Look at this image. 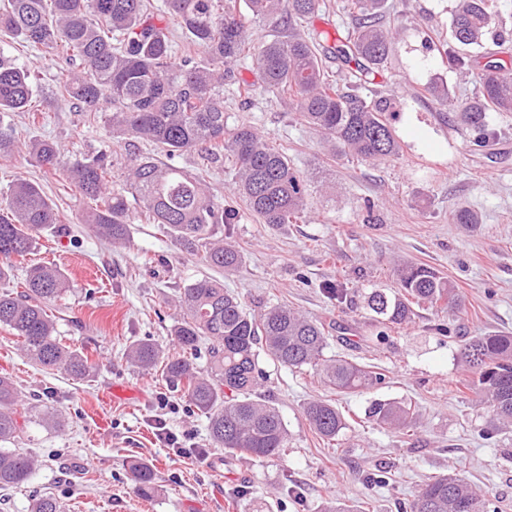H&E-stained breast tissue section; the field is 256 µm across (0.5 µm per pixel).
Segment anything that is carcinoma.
<instances>
[{
	"instance_id": "obj_1",
	"label": "carcinoma",
	"mask_w": 512,
	"mask_h": 512,
	"mask_svg": "<svg viewBox=\"0 0 512 512\" xmlns=\"http://www.w3.org/2000/svg\"><path fill=\"white\" fill-rule=\"evenodd\" d=\"M387 0H349L343 10L351 28L336 59L348 66L342 78L324 65L330 50L304 30L322 0H166V14L182 32L181 61L168 28L160 25L152 0H0V35L45 54L65 52L69 66L58 95L94 124L104 114L112 137L153 146L157 154L129 159L126 188L109 184L112 161L100 151L65 164L54 142L34 140L31 157L44 174L62 173L65 181L95 207L82 215L95 235L123 245L130 234V203L159 225L163 233L207 265L234 271L244 253L227 232L238 223L239 209L219 199L202 173L173 160L187 152L205 156L212 167L233 166L238 195L269 227L295 224L304 213L303 179L288 155L241 124L227 130L224 82L231 65L253 42L248 19L266 22L271 38L257 42L256 61L265 88L290 101L301 120L318 131L331 153L349 154L362 163L395 157L401 144L385 113L388 98L359 90L388 59L393 30L383 13ZM448 37L438 52L448 68L468 73L467 49L483 46L494 24L490 0H455ZM489 60L478 73L479 90L461 99L453 90L426 87L436 103L455 114L483 144L491 112H512V77ZM38 87L30 69L0 50V159L19 151L15 130L4 122L9 112H32ZM61 223L41 183L16 179L0 195V257L33 251L39 233ZM69 288L60 269L33 264L25 271L24 290L0 292V325L21 339V351L44 370L84 379L94 364L59 336L50 307ZM428 303L440 313L464 306L457 288L433 269L411 266L398 272L397 286L367 297L370 319L393 327L412 320L414 307ZM179 317L171 329L179 351L170 354L149 339L129 348L128 359L144 370L164 364L171 382L184 384L191 407L208 420L211 443L229 454L263 461L288 447V429L277 408L256 396L267 379L263 361L301 370L311 367L338 392L364 394L386 375L340 356H326L328 330L321 322L283 306L255 316L220 281L203 276L180 292ZM209 340L206 374L197 371L199 343ZM472 370L467 389L490 408L487 433L512 426V334L476 336L461 349ZM21 397L11 378L0 375V488L27 483L36 461L14 447L23 435L18 418ZM311 429L334 441L346 428L335 405L313 399L303 409ZM368 415L395 433L411 436L418 428L411 407L374 400ZM137 491L153 496L156 474L143 461L130 464ZM410 512H486V499L463 481L443 475L428 479L409 504ZM30 512H61L57 499L44 494Z\"/></svg>"
}]
</instances>
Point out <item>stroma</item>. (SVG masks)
Wrapping results in <instances>:
<instances>
[{
  "label": "stroma",
  "instance_id": "1",
  "mask_svg": "<svg viewBox=\"0 0 512 512\" xmlns=\"http://www.w3.org/2000/svg\"><path fill=\"white\" fill-rule=\"evenodd\" d=\"M389 4L385 21L398 35L372 87L395 103L390 122L401 141L399 156L370 165L332 157L320 133L264 88L253 56L235 65L236 81L253 84L255 94L244 100L225 86L229 127L253 126L287 153L306 183L303 221L271 229L242 215L233 238L245 262L235 272L206 266L135 211L130 238L119 247L81 224L90 200L62 175L43 178L26 144L55 141L67 159L108 151L116 189L125 185L130 155L150 147L113 140L104 124L85 123L81 112L59 100L62 57L10 40L0 44L34 69L42 108L33 121L11 114L24 149L0 160V190L19 177L43 179L61 217L42 232L33 254L14 258L15 274L23 276L37 262L60 267L70 288L54 306L57 329L98 366L82 380L43 370L24 358L18 337L0 327V374L17 384L28 421L21 445L40 460L28 483L0 491V512H29L32 499L44 493L64 512H320L331 498L358 512H399L425 481L444 474L484 492L494 512H512V433L484 438L489 414L462 388L469 372L459 357L472 337L512 334V112L492 113L493 141L475 146L472 132L423 95L430 81L469 96L477 90L475 76L449 71L431 45L448 29L451 0ZM458 209L471 211L476 223H454ZM411 263L428 264L452 281L465 307L441 315L418 307L411 322L377 338L365 300L372 290L394 287L396 270ZM201 276L223 281L248 312L278 303L331 325L330 353L384 368L385 383L370 396L346 395L311 368L265 363L269 378L260 392L279 410L288 448L267 462L225 455L212 447L205 418L183 393L160 371L141 370L125 355L130 343L146 339L172 350L173 300ZM336 281L355 289L352 301L327 297L324 284ZM439 323L447 333L436 331ZM162 397L168 409L159 408ZM317 398L336 405L347 420L339 445L321 440L303 415L304 405ZM373 398L412 404L416 436L404 439L366 421ZM46 410L63 417V430L38 424ZM160 418L207 449V459L173 455L156 435ZM133 458L154 467V496L137 494L127 467ZM372 473L383 483H370ZM235 486L246 487L247 496L230 498Z\"/></svg>",
  "mask_w": 512,
  "mask_h": 512
}]
</instances>
